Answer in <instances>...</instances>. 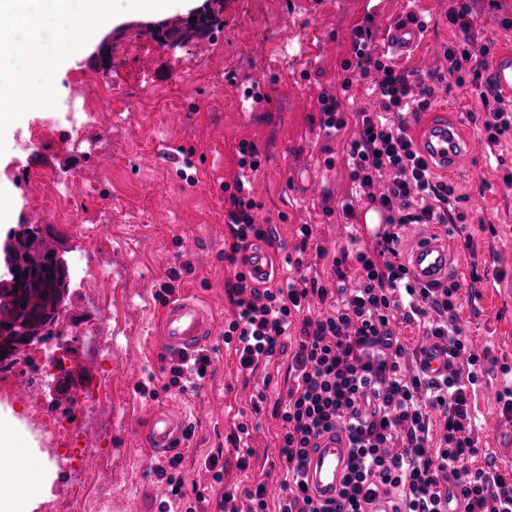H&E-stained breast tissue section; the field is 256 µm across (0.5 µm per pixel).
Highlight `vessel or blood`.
Wrapping results in <instances>:
<instances>
[{
	"label": "vessel or blood",
	"instance_id": "vessel-or-blood-1",
	"mask_svg": "<svg viewBox=\"0 0 512 512\" xmlns=\"http://www.w3.org/2000/svg\"><path fill=\"white\" fill-rule=\"evenodd\" d=\"M422 40L416 26L406 24L392 31V48L403 52ZM493 80L503 92L512 93V51L504 50L492 67ZM416 131L424 137V147L443 170H455L463 146L467 142L464 127L448 126L444 121H421ZM244 273L253 283L266 280L270 274L272 248L260 240L252 241L246 253ZM409 263L419 285H443L453 270V256L441 235H423L409 254ZM215 317L212 308L192 294L174 296L165 306L155 334L165 359L176 361L193 356L208 344L214 334ZM425 374L438 377L448 372V357L435 344H427L419 355ZM188 427L183 415L166 407L152 410L144 438L158 456L170 455L185 444ZM350 455L349 441L342 431L319 435L309 451L305 477L313 499L320 503L337 500L338 491Z\"/></svg>",
	"mask_w": 512,
	"mask_h": 512
}]
</instances>
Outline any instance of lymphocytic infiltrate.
Here are the masks:
<instances>
[{
	"instance_id": "f902f5d3",
	"label": "lymphocytic infiltrate",
	"mask_w": 512,
	"mask_h": 512,
	"mask_svg": "<svg viewBox=\"0 0 512 512\" xmlns=\"http://www.w3.org/2000/svg\"><path fill=\"white\" fill-rule=\"evenodd\" d=\"M361 78L373 79L374 111L358 112V136L347 151L359 197L387 214L373 249H341L331 259L336 283L328 288L305 274L286 286L261 289L244 272L229 288L235 307L224 332L242 371L288 356L292 383L279 415L282 495L270 507L265 484L246 490L247 509L234 492L217 503L219 512H364L377 494L393 497L394 512H444L448 489L456 487L466 512H512V471H499L493 457H480L479 426L472 402L481 376L479 357L467 350L458 321L457 286L419 288L400 260V229L409 224L452 223L455 189L436 177L402 120L427 109L434 87L384 63L368 38L356 49ZM448 76L470 81L488 106L482 123L488 156L512 130V99L481 83L486 60L466 44L444 49ZM245 178L235 179L226 211L230 240L224 259L236 264L250 238L265 236L251 211ZM419 323L426 338L442 344L448 373L426 378L415 354L393 328L395 316ZM439 413L443 433L431 442V415ZM347 432V472L335 507L316 504L304 478L311 442L329 430Z\"/></svg>"
}]
</instances>
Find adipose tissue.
<instances>
[{"mask_svg":"<svg viewBox=\"0 0 512 512\" xmlns=\"http://www.w3.org/2000/svg\"><path fill=\"white\" fill-rule=\"evenodd\" d=\"M56 470L12 409L0 408V512H36Z\"/></svg>","mask_w":512,"mask_h":512,"instance_id":"ef3b65f1","label":"adipose tissue"}]
</instances>
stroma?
<instances>
[{
  "label": "stroma",
  "mask_w": 512,
  "mask_h": 512,
  "mask_svg": "<svg viewBox=\"0 0 512 512\" xmlns=\"http://www.w3.org/2000/svg\"><path fill=\"white\" fill-rule=\"evenodd\" d=\"M452 7L478 16L474 42L490 56L512 48V29L500 24L512 17V0H222L214 42L182 45L135 37L129 28L142 24V17L118 15L108 35L109 77L113 100L122 103L119 111L77 80L79 71L99 60L100 44L85 45L60 65L54 79L59 111L27 112L6 135L0 155V184L12 193L16 222L40 227L47 247L87 263L85 272L72 277L58 332L77 340L85 328L71 319L86 314L101 336L89 359L100 380L93 410L81 409L78 393L57 401L47 391L37 399L0 392V405L17 409L25 421L64 422L73 455L94 461L93 467L76 464L58 477L56 503H45L39 512H160L169 498L168 485L154 472L162 460L136 431L156 405L177 409L189 420L191 433L179 451L186 500L203 493L208 512H217L223 488L277 481L283 433L277 411L289 386L288 359L276 358L249 375L240 372L234 350L224 343V325L233 312L227 282L235 274L224 260V187L240 171L239 146L249 141L260 153V167L250 178L260 204L253 217L275 227L279 280L293 275L290 262L298 257L327 276L319 249H340L355 235L365 246L374 239L360 221L370 204H358L353 220L342 212L352 187L346 153L355 126L325 137L318 96L339 88L345 65L355 61L354 34L361 27L369 28L376 52L389 54L412 79L446 74L443 49L463 39L448 23ZM411 14L423 25V40L406 54L393 53L392 28ZM216 49L224 56V76L216 86L183 88L179 111H141V96L156 85L181 81ZM72 97L101 110L97 127L63 112ZM429 110L451 122H470L468 148L449 180L461 215L448 228L456 266L451 281L459 287V321L471 348L497 366L491 381L478 388L476 405L484 424L481 446L505 470L512 467V422L499 418L496 392L504 382L502 366L512 367V182L505 179L512 171V136L502 139V164L488 165L478 135L484 107L467 84L448 82ZM34 129L43 133L35 150L28 146ZM171 142L178 143L182 164L166 158ZM47 167L80 173L79 191L69 200L79 223H61L57 213L32 205L31 193ZM303 224L315 232L300 254L295 247ZM467 236L475 253L462 248ZM475 272L486 278L477 292L470 289ZM131 278L141 283L134 294L125 287ZM167 283L193 291L217 315L208 373L183 392L169 387V366L150 334ZM144 383L150 393L141 391ZM241 423L250 432V466L215 483L205 459L230 450L228 438ZM107 451L108 461L102 458Z\"/></svg>",
  "instance_id": "1"
}]
</instances>
